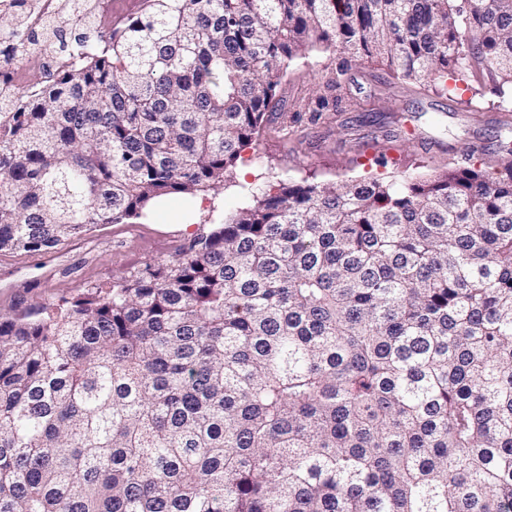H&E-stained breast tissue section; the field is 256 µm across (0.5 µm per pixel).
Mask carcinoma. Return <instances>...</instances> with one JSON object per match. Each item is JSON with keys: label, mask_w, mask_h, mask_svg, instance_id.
I'll return each mask as SVG.
<instances>
[{"label": "carcinoma", "mask_w": 512, "mask_h": 512, "mask_svg": "<svg viewBox=\"0 0 512 512\" xmlns=\"http://www.w3.org/2000/svg\"><path fill=\"white\" fill-rule=\"evenodd\" d=\"M39 0L0 12L26 53ZM0 70V250L224 186L312 50L512 85V0H68ZM170 259L0 315V512H512V159L281 183ZM112 2V18L101 19V30L105 33L122 25L125 18L143 8V0H104ZM38 39L39 36L36 34L31 39V53L28 58L8 63L14 75V82L19 85V88L25 86L34 77L48 80L49 74L46 71L44 54L39 50Z\"/></svg>", "instance_id": "obj_1"}]
</instances>
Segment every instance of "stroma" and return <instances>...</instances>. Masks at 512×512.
Listing matches in <instances>:
<instances>
[{
	"label": "stroma",
	"mask_w": 512,
	"mask_h": 512,
	"mask_svg": "<svg viewBox=\"0 0 512 512\" xmlns=\"http://www.w3.org/2000/svg\"><path fill=\"white\" fill-rule=\"evenodd\" d=\"M338 57L311 52L309 62L277 89L288 108L285 130H268L227 173L219 193L169 198L130 224H105L41 252L0 251V313L38 310L76 299L93 286L105 287L134 267L168 260L196 234L205 216L220 207L234 215L241 186L263 192L282 180L341 182L392 179L441 172L449 153L472 155L485 172H496L501 147L512 143V103L497 83L480 88L449 75L448 94L428 92L418 83L392 77L377 58L353 57L332 111L313 119L315 96L336 75ZM479 94L483 109L465 102Z\"/></svg>",
	"instance_id": "obj_1"
}]
</instances>
